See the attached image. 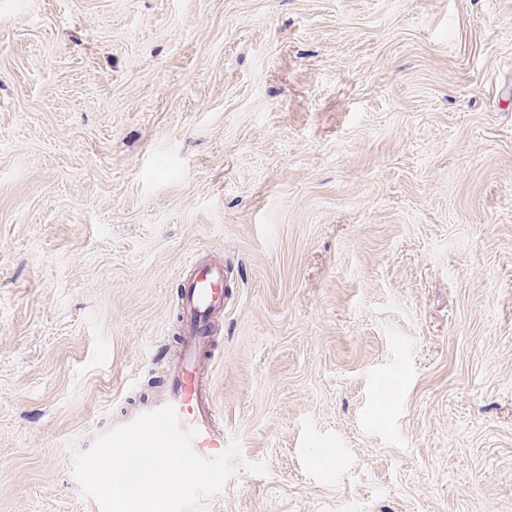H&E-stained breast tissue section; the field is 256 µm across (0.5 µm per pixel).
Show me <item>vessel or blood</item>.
<instances>
[{"instance_id":"obj_1","label":"vessel or blood","mask_w":512,"mask_h":512,"mask_svg":"<svg viewBox=\"0 0 512 512\" xmlns=\"http://www.w3.org/2000/svg\"><path fill=\"white\" fill-rule=\"evenodd\" d=\"M189 277L184 285L180 309V351L175 371L159 389L131 407L112 416L99 427V434L134 421L142 414L169 406L182 427L193 428L195 452L204 458L224 450V424L208 388L201 363L214 356L218 346L215 322L228 300L229 271L224 264L207 263L197 257L185 262Z\"/></svg>"}]
</instances>
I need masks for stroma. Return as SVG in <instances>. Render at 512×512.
Listing matches in <instances>:
<instances>
[{"instance_id":"obj_1","label":"stroma","mask_w":512,"mask_h":512,"mask_svg":"<svg viewBox=\"0 0 512 512\" xmlns=\"http://www.w3.org/2000/svg\"><path fill=\"white\" fill-rule=\"evenodd\" d=\"M234 272L205 512H512V0H0V512Z\"/></svg>"}]
</instances>
